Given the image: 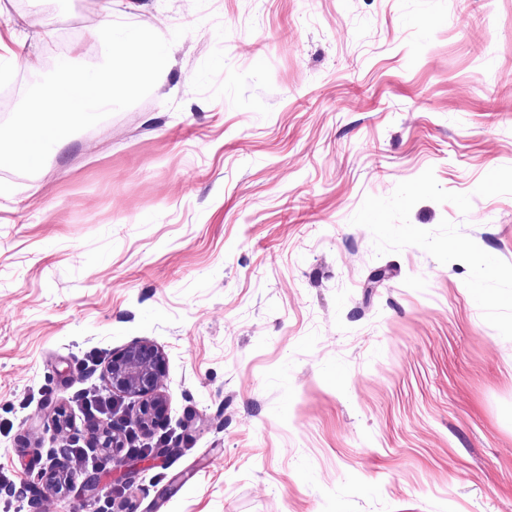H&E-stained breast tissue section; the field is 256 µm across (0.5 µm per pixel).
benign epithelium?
Instances as JSON below:
<instances>
[{
    "label": "benign epithelium",
    "mask_w": 512,
    "mask_h": 512,
    "mask_svg": "<svg viewBox=\"0 0 512 512\" xmlns=\"http://www.w3.org/2000/svg\"><path fill=\"white\" fill-rule=\"evenodd\" d=\"M165 374V359L153 344H135L121 352L112 354L107 370V385L114 394H127L139 399L138 407L131 416L114 420L105 429L90 427L89 439L103 448H123L124 440L132 438L134 432L143 436L162 424L167 404L159 392ZM70 462L68 449L61 448L58 456L45 469L38 472L33 482H25L17 491L21 497L33 502L41 496V490L50 494L57 491V478L67 472Z\"/></svg>",
    "instance_id": "7a95c632"
}]
</instances>
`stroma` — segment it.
Here are the masks:
<instances>
[{
	"label": "stroma",
	"mask_w": 512,
	"mask_h": 512,
	"mask_svg": "<svg viewBox=\"0 0 512 512\" xmlns=\"http://www.w3.org/2000/svg\"><path fill=\"white\" fill-rule=\"evenodd\" d=\"M4 2L39 66L0 74V113L55 61L100 64L104 16L188 32L145 99L35 177L0 168V512H33L15 491L66 445L47 512H512V340L466 264L375 256L351 223L430 168L472 208L412 224L512 263V195L474 193L512 166V0ZM139 342L179 449L126 483L86 431L137 407L103 371Z\"/></svg>",
	"instance_id": "obj_1"
}]
</instances>
